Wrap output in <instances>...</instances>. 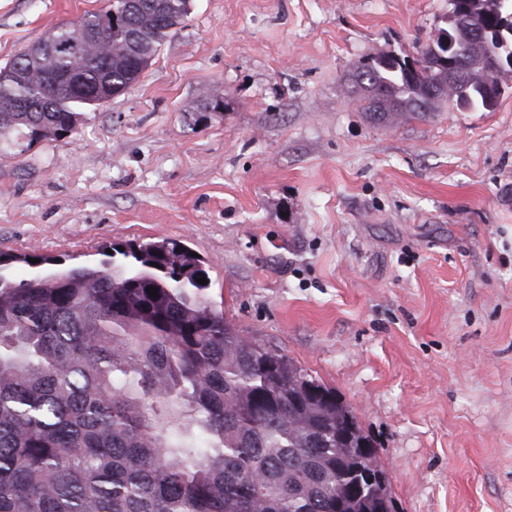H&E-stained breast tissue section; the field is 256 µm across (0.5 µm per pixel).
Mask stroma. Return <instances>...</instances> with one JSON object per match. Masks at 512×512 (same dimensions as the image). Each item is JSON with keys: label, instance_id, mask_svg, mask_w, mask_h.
I'll use <instances>...</instances> for the list:
<instances>
[{"label": "stroma", "instance_id": "stroma-1", "mask_svg": "<svg viewBox=\"0 0 512 512\" xmlns=\"http://www.w3.org/2000/svg\"><path fill=\"white\" fill-rule=\"evenodd\" d=\"M103 3L0 0V65ZM449 9L192 0L131 90L0 156V250L179 240L227 321L351 405L397 512H512V77L494 111L391 124L347 89Z\"/></svg>", "mask_w": 512, "mask_h": 512}]
</instances>
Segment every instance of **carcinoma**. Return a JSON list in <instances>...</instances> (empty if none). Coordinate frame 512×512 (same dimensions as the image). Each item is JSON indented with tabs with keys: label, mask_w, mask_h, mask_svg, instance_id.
<instances>
[{
	"label": "carcinoma",
	"mask_w": 512,
	"mask_h": 512,
	"mask_svg": "<svg viewBox=\"0 0 512 512\" xmlns=\"http://www.w3.org/2000/svg\"><path fill=\"white\" fill-rule=\"evenodd\" d=\"M134 2L105 0L0 67L1 140L22 153L74 133L138 83L191 0ZM505 20L512 0H467L423 50L424 77L406 56L359 62L365 110L421 114L419 86L452 58L475 82L446 100L493 111L472 26ZM380 97L391 111H372ZM122 255L133 262L0 274V512H395L351 406L209 305L203 259L167 238Z\"/></svg>",
	"instance_id": "carcinoma-1"
}]
</instances>
